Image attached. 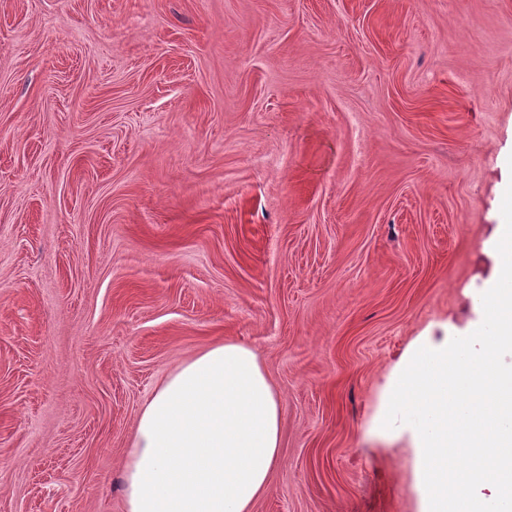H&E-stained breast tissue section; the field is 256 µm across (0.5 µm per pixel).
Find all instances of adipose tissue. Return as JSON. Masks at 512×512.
Returning a JSON list of instances; mask_svg holds the SVG:
<instances>
[{
	"label": "adipose tissue",
	"mask_w": 512,
	"mask_h": 512,
	"mask_svg": "<svg viewBox=\"0 0 512 512\" xmlns=\"http://www.w3.org/2000/svg\"><path fill=\"white\" fill-rule=\"evenodd\" d=\"M280 427V398L256 353L212 344L142 406L123 472L126 512H252Z\"/></svg>",
	"instance_id": "obj_1"
}]
</instances>
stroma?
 <instances>
[{
  "label": "stroma",
  "mask_w": 512,
  "mask_h": 512,
  "mask_svg": "<svg viewBox=\"0 0 512 512\" xmlns=\"http://www.w3.org/2000/svg\"><path fill=\"white\" fill-rule=\"evenodd\" d=\"M512 179V0H0V512H124L141 407L253 348V512H423L422 336H466Z\"/></svg>",
  "instance_id": "35a3bbf8"
}]
</instances>
